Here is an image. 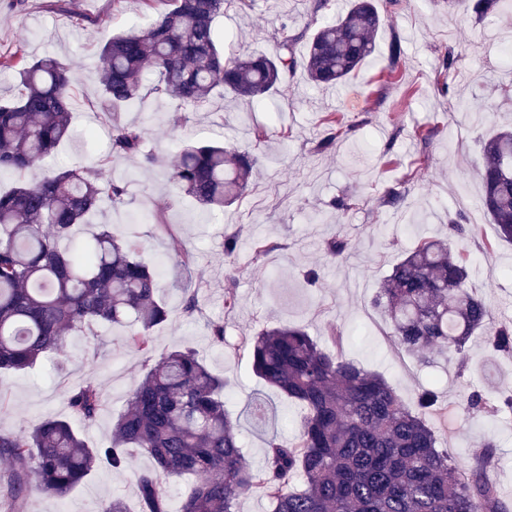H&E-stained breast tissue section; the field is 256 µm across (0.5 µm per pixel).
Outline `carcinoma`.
I'll use <instances>...</instances> for the list:
<instances>
[{"label":"carcinoma","instance_id":"carcinoma-1","mask_svg":"<svg viewBox=\"0 0 512 512\" xmlns=\"http://www.w3.org/2000/svg\"><path fill=\"white\" fill-rule=\"evenodd\" d=\"M226 0H173L139 31L109 38L101 48L99 108L130 105L158 76L151 91L194 112L219 90L262 101L300 68L318 86L344 81L373 54L383 26L374 0H351L348 10L327 17L329 0H315L311 24L283 29L272 55L227 57L216 18ZM477 21L500 16L512 0H455ZM304 43L298 55L295 46ZM456 54L447 50L436 86L451 94ZM400 41L389 46L380 82L396 81L405 65ZM0 69L19 77L20 92L0 97V172L18 176L0 193V372L30 369L47 354L63 351L66 335L96 323L127 328L125 343L148 354L151 330L166 322L160 275L140 258L141 242L99 226L87 240L74 237L104 200L118 205L126 183L108 167L146 152V129L112 121L109 155L97 166L26 174L69 138L74 79L59 58L37 60L23 45L0 54ZM355 125L329 113L317 149L328 150ZM480 204L500 239L512 242V128L480 139ZM259 166L249 149L219 143L191 144L171 162L178 194L209 209L233 204L248 190ZM450 235L466 238L475 228L462 215L448 220ZM171 249L188 271L194 256L181 239ZM469 257L433 239H422L382 282L373 304L390 321L397 346L427 363L440 350L460 355L470 337L489 336L495 351L512 355V324L495 322L484 299L467 287ZM256 377L303 406L293 444L271 436L264 464L247 459L236 422L224 407L227 382L196 350L183 347L159 358L130 393L129 406L100 448L89 447L72 424L48 418L31 430L0 432V459L10 473L0 481L9 512H21L32 491L62 499L98 464L127 468L132 452L152 469L136 477L143 512H171L162 476L192 475L199 481L182 497L178 512H235L237 494L259 488L271 512H512L489 476L495 441L485 440L472 460L448 457L427 415L436 397L428 389L410 406L381 375L325 350L301 327L279 325L249 339ZM71 416L94 421L103 407L99 385L88 379L66 394ZM468 411L496 414L512 409V396L493 401L480 390L466 398Z\"/></svg>","mask_w":512,"mask_h":512}]
</instances>
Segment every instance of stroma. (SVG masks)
Wrapping results in <instances>:
<instances>
[{"label": "stroma", "instance_id": "stroma-1", "mask_svg": "<svg viewBox=\"0 0 512 512\" xmlns=\"http://www.w3.org/2000/svg\"><path fill=\"white\" fill-rule=\"evenodd\" d=\"M25 0L16 8L0 0V52L24 43L30 58L53 55L67 61L73 72L75 106L72 136L46 159L45 168L91 166L110 150V123L98 110V68L104 41L144 25L169 0ZM310 20L309 0H255L254 6L232 0L216 20L224 52L275 53L282 25L300 29ZM497 41L512 42V14L493 22H475L462 8L445 0H401L396 12L385 14L373 55L345 81L348 99L337 89L317 88L303 72H295L272 100L252 105L222 95L198 111L180 114L175 101L154 94L120 109L116 118L145 127L147 148L156 158L116 160L112 168L128 185L123 205L102 202L79 226L85 238L95 227L138 237L142 259L157 269L165 286L163 300L170 310L167 322L151 332L153 351L143 355L129 348L124 330L96 324L68 336L64 355H49L33 368L0 373V430L32 429L41 420L68 416L65 396L87 379L103 393L104 407L95 421L76 422L89 446L106 442L112 420L122 413L132 388L156 359L178 346L193 347L228 386L226 408L245 435L246 451L254 466L264 462L265 440L277 435L294 442L301 408L253 373L244 347L246 339L263 329L288 324L307 330L325 348H332L331 329L344 336L343 353L367 370L382 374L405 401L431 386L438 407L428 422L440 436L449 457L468 459L485 438L496 442L491 472L503 497L512 499V412L472 416L464 392L480 388L486 360L483 336L472 337L462 361L435 356L421 366L389 338L390 324L372 299L382 279L401 256L421 239L448 238V219L462 214L474 224L472 238L456 242L471 259L469 284L490 306L495 320L512 322V244L499 240L494 224L480 205V138L512 124V71L503 67ZM400 39L407 63L394 84H378L388 45ZM458 55V83L446 96L435 85V69L446 48ZM329 112L358 125L354 135L329 150L316 151L322 135L321 118ZM265 127L259 144L261 162L246 196L224 210L209 212L178 195L169 168L178 143L224 142L248 148L253 132ZM435 128L428 161L415 167L420 146L418 127ZM407 188L403 203L384 206L383 194L394 183ZM348 198L351 207L339 211L331 202ZM162 215L170 233L154 223ZM176 234L195 254L192 276L179 274L177 257L169 246ZM238 239L234 254L224 252L227 237ZM347 238L350 249L331 260L326 244ZM273 249L256 257L254 245ZM319 273L316 284L304 278ZM233 288L235 305L225 308L224 291ZM195 289L200 308L183 310L184 289ZM224 326L223 345H214L211 327ZM270 411L264 421L250 414L254 398ZM150 460L133 455L126 470L100 465L76 485L65 499L38 493L26 501L25 512H98L103 498H121L128 512H141L138 473Z\"/></svg>", "mask_w": 512, "mask_h": 512}]
</instances>
